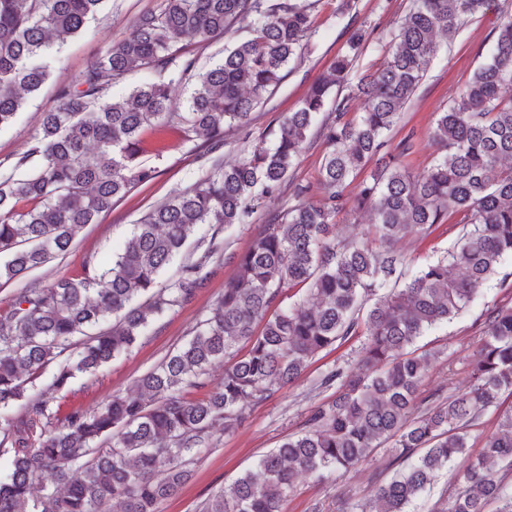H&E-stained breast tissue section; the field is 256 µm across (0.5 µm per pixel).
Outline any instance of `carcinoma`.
<instances>
[{"label": "carcinoma", "instance_id": "carcinoma-1", "mask_svg": "<svg viewBox=\"0 0 512 512\" xmlns=\"http://www.w3.org/2000/svg\"><path fill=\"white\" fill-rule=\"evenodd\" d=\"M384 63L359 70L369 34L361 27L279 126L276 141L210 170L133 225L109 265L84 259L81 270L21 289L0 310V453L12 470L0 480V512H157L190 477L189 466L213 435L246 419L254 404L299 378L313 359L363 338L349 368L327 372L335 397L316 407L304 431L263 455L255 468L215 494L204 512H283L302 475L347 472L391 446L393 475L362 512H408L440 471L467 454L483 413L512 397V306H488L482 343L465 391L446 399L417 394L433 354L412 350L420 336L448 323L512 256V19L497 26L491 59L479 66L440 113L432 132L438 155L412 173L401 158L413 135L390 147L386 135L423 80L437 39H451L493 0H411ZM104 0H0V126L49 78L44 59L102 13ZM248 36L197 75L178 111L172 85L196 59L188 43L234 27ZM304 0H162L142 12L133 32L108 46L60 105L41 116V135L0 160V279L7 281L66 254L114 200L157 174L141 156L147 131L204 137L209 155L226 130L248 128L256 106L285 77L311 37ZM181 60L178 75L109 97L112 82ZM336 112L319 128L327 144L323 198L271 216L236 259L235 274L193 336L139 380L134 396L98 409L60 413L55 393L93 376L130 350L152 319L191 302L205 287L218 239L246 224L259 196L280 194L310 140L314 117L334 89ZM360 98L363 111L349 117ZM38 160L28 169L32 160ZM375 163L371 181L346 189ZM371 215L362 239L336 233L345 209ZM203 252L163 283L162 272L195 230ZM441 224L458 234L441 258L411 273L396 244L429 237ZM224 363L220 386L201 399L209 367ZM54 367L51 383L35 381ZM512 406L499 413L483 451L467 459L463 484L441 512H512Z\"/></svg>", "mask_w": 512, "mask_h": 512}]
</instances>
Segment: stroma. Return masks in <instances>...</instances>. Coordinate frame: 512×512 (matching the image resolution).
Wrapping results in <instances>:
<instances>
[{
  "instance_id": "1",
  "label": "stroma",
  "mask_w": 512,
  "mask_h": 512,
  "mask_svg": "<svg viewBox=\"0 0 512 512\" xmlns=\"http://www.w3.org/2000/svg\"><path fill=\"white\" fill-rule=\"evenodd\" d=\"M310 2L314 34L302 41L281 84L253 113L247 132H226L222 149L225 162L239 160L254 146L272 145L280 122L289 112L295 111L311 83L345 49L354 29L362 27L370 34L358 68L379 67L410 4V0ZM159 3L160 0H105L100 19L89 22L78 36L53 51L47 60L49 80L18 110L10 124L0 127V159L26 150L39 133L41 113L58 107L59 88L74 84L110 44L129 36L142 11L157 7ZM499 21L498 11H486L463 26L452 43L440 44L431 58L422 83L390 134L395 143L406 135H413L416 149L402 159L409 171L421 172L433 163L437 152L430 132L455 93L464 87L474 70L489 59L492 34ZM179 68V63L174 62L163 68L129 73L114 82L108 92L119 97L135 85L172 78L176 81L175 98L184 101L193 89L194 78L188 75L183 80H176ZM325 152L323 140L312 137L293 174L294 183L309 185L308 199L312 202L321 196L320 167ZM143 160L156 167V178L149 184L131 188L114 201L111 211L102 214L97 223L86 225L69 254L20 278L9 282L0 280V307L6 305L12 294L46 277L75 273L88 255H95L102 262L108 261L144 214L174 191L192 185L205 172L191 141L176 144L159 157L145 154ZM291 192V186H286L278 197L262 198L249 223L228 228L224 233V258L212 267L208 283L196 299L164 312L149 325L146 335L138 343L127 353L112 358L96 376L74 379L69 394L61 401L62 409L76 405L94 407L110 401L113 395L135 393L139 379L168 352L191 337L196 324L222 295L225 280L233 275L235 255L247 249L253 236L266 223L268 214L287 206ZM452 243V235L447 226L442 225L426 240L408 238L402 249L409 269L414 270L442 255ZM493 303L512 305V289L501 288L495 279L483 287L479 298L457 318L419 338L418 348L437 354L420 387L421 395L436 392L445 397L464 388L474 354L482 342V314L486 306ZM358 346V340L353 339L335 350L319 354L298 381L280 387L251 407L241 425L215 434L212 446L204 449L193 464L190 480L176 496L160 503L158 512H201L211 495L242 472L254 468L262 455L278 447L289 435L300 432L312 410L334 396L333 390L319 389L321 375L329 369L347 366L354 359ZM390 457L389 449L380 448L355 472L345 475L332 471L320 478H299L284 505V512H308L314 503L319 504L322 512H360L362 505L373 497L378 483L389 478Z\"/></svg>"
}]
</instances>
